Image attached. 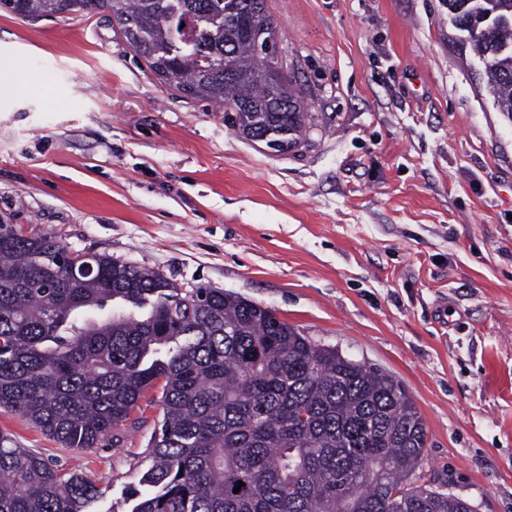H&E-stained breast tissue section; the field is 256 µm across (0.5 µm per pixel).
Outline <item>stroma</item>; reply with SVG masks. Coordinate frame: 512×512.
I'll list each match as a JSON object with an SVG mask.
<instances>
[{"instance_id": "35a3bbf8", "label": "stroma", "mask_w": 512, "mask_h": 512, "mask_svg": "<svg viewBox=\"0 0 512 512\" xmlns=\"http://www.w3.org/2000/svg\"><path fill=\"white\" fill-rule=\"evenodd\" d=\"M305 142H250L151 74L107 13L0 8V221L275 309L393 374L424 418L412 485L512 512V119L447 0H267ZM447 306L448 320L438 310ZM81 450L0 435L131 512L158 406Z\"/></svg>"}]
</instances>
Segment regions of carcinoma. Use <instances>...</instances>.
Returning <instances> with one entry per match:
<instances>
[{"mask_svg": "<svg viewBox=\"0 0 512 512\" xmlns=\"http://www.w3.org/2000/svg\"><path fill=\"white\" fill-rule=\"evenodd\" d=\"M23 19L103 10L175 95L224 107L265 146H299L307 112L236 19L274 25L247 0H0ZM512 118V0H448ZM236 71L224 77V64ZM48 235L0 224V408L65 448L119 434L161 391V429L132 512H475L451 492L409 486L427 427L392 375L316 344L275 310L220 288L183 289L110 255L74 275ZM0 436V512H92L96 484ZM245 483L233 493L238 482Z\"/></svg>", "mask_w": 512, "mask_h": 512, "instance_id": "carcinoma-1", "label": "carcinoma"}]
</instances>
